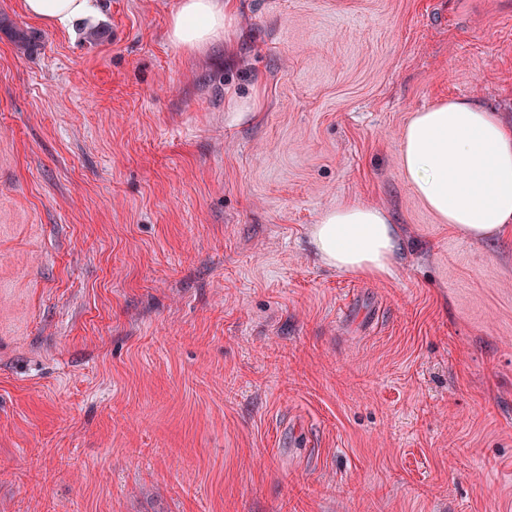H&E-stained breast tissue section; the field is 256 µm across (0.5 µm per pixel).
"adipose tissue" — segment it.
Wrapping results in <instances>:
<instances>
[{
  "label": "adipose tissue",
  "instance_id": "ef3b65f1",
  "mask_svg": "<svg viewBox=\"0 0 512 512\" xmlns=\"http://www.w3.org/2000/svg\"><path fill=\"white\" fill-rule=\"evenodd\" d=\"M23 12L54 28L93 27L96 0H21ZM234 0H181L171 16L169 41L199 51L227 37ZM401 172L443 224L474 241L512 229V127L469 98L438 101L414 112L400 135ZM329 267L381 279L391 276L401 240L388 212L348 201L327 210L309 231Z\"/></svg>",
  "mask_w": 512,
  "mask_h": 512
}]
</instances>
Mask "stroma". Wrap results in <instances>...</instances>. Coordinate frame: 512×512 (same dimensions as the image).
Listing matches in <instances>:
<instances>
[{
  "label": "stroma",
  "mask_w": 512,
  "mask_h": 512,
  "mask_svg": "<svg viewBox=\"0 0 512 512\" xmlns=\"http://www.w3.org/2000/svg\"><path fill=\"white\" fill-rule=\"evenodd\" d=\"M180 2L0 0V512H512V233L399 156L441 97L512 124V0H236L201 52ZM349 199L392 276L314 254ZM23 12L50 27H94L102 17L96 0H21ZM396 225L385 209L348 201L327 210L309 237L324 265L381 279L395 269L401 244Z\"/></svg>",
  "instance_id": "stroma-1"
}]
</instances>
